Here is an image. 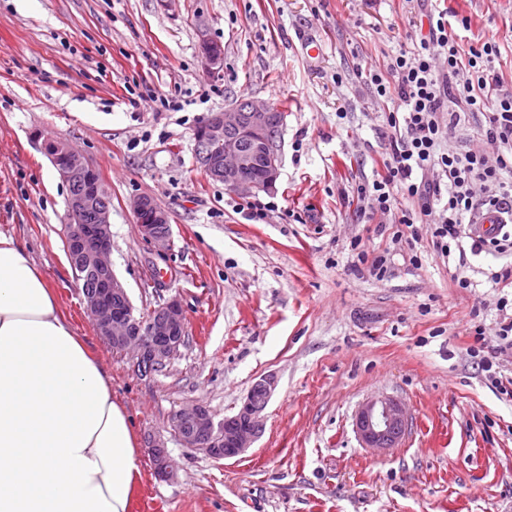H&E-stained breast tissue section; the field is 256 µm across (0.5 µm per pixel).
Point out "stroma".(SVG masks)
<instances>
[{
    "label": "stroma",
    "mask_w": 512,
    "mask_h": 512,
    "mask_svg": "<svg viewBox=\"0 0 512 512\" xmlns=\"http://www.w3.org/2000/svg\"><path fill=\"white\" fill-rule=\"evenodd\" d=\"M445 8L476 31L512 18V0H0V231L45 273L131 419L130 512H512V399L468 354L473 324L498 342L502 292L487 274L512 257L467 238L443 260L429 226L396 243L390 216L366 220L347 200L381 169L390 136L392 104L358 68L417 48L423 15ZM203 29L224 46L215 77ZM242 99L284 114L276 188L249 196L274 205L261 221L196 160V125ZM37 134L69 142L108 189L112 269L136 313L181 301L187 337L162 372L140 376L88 316L64 245L68 187ZM143 194L169 214L165 254L130 209ZM269 374L264 432L241 456L217 461L171 437L175 411L202 404L223 420ZM382 395L409 415L384 455L353 426ZM153 436L166 440L169 477L154 474Z\"/></svg>",
    "instance_id": "obj_1"
}]
</instances>
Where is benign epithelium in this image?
Segmentation results:
<instances>
[{
	"mask_svg": "<svg viewBox=\"0 0 512 512\" xmlns=\"http://www.w3.org/2000/svg\"><path fill=\"white\" fill-rule=\"evenodd\" d=\"M199 46L208 75L217 74L224 65V47L205 30L199 33ZM273 123L271 106L259 99L210 113L195 132L199 164L212 180L238 193L274 189L280 168V140L268 135ZM42 148L64 183L80 185L67 198L70 221L65 244L71 266L88 270L93 278V286L83 290V297L97 333L113 351L130 356L140 375L162 371L185 343L182 304L171 298L153 308L146 318L134 314L126 289L112 270V206L97 171L64 140H45ZM131 209L141 237L160 252L167 249L171 238L167 212L148 195L135 197ZM274 389V377L260 378L238 411L220 423L204 405L179 409L170 418L171 431L184 446L214 460L238 457L263 433V411ZM407 427L406 408L392 397L364 402L355 416L359 439L365 447L379 452L398 447ZM150 454L155 474L168 477L171 464L165 443L152 441Z\"/></svg>",
	"mask_w": 512,
	"mask_h": 512,
	"instance_id": "1",
	"label": "benign epithelium"
}]
</instances>
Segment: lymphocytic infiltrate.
<instances>
[{"label": "lymphocytic infiltrate", "mask_w": 512, "mask_h": 512, "mask_svg": "<svg viewBox=\"0 0 512 512\" xmlns=\"http://www.w3.org/2000/svg\"><path fill=\"white\" fill-rule=\"evenodd\" d=\"M428 25L416 53L400 52L384 71L364 70L377 95L397 107L386 117L391 136L382 169L357 186L355 197L369 202L372 212L393 215L397 236L418 240L419 225H429L434 249L447 258L465 238L469 214L483 207L512 213V92L504 88L497 35L482 32L461 41L444 11ZM441 56L447 60L443 71L436 66ZM468 114L480 117L484 149L441 151L446 130ZM404 199L415 201V208L401 207ZM499 338L500 348H488L482 328H475L468 353L490 385L512 398V377L494 368L499 349H512V320L501 324Z\"/></svg>", "instance_id": "obj_1"}]
</instances>
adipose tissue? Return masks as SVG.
<instances>
[{"label":"adipose tissue","instance_id":"1","mask_svg":"<svg viewBox=\"0 0 512 512\" xmlns=\"http://www.w3.org/2000/svg\"><path fill=\"white\" fill-rule=\"evenodd\" d=\"M138 473L110 376L0 232V512H129Z\"/></svg>","mask_w":512,"mask_h":512}]
</instances>
